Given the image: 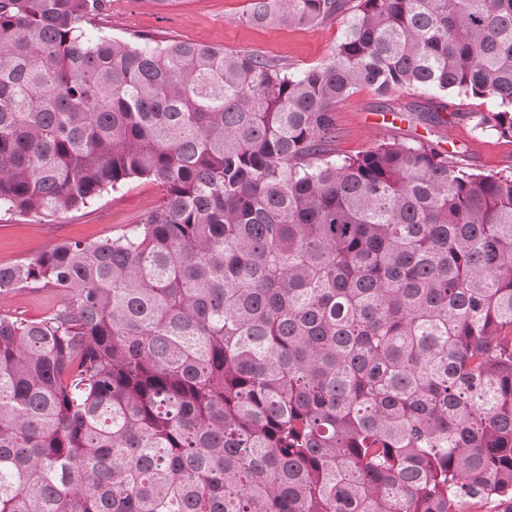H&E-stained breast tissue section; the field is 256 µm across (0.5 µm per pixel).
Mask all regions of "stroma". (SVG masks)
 Returning a JSON list of instances; mask_svg holds the SVG:
<instances>
[{"mask_svg":"<svg viewBox=\"0 0 512 512\" xmlns=\"http://www.w3.org/2000/svg\"><path fill=\"white\" fill-rule=\"evenodd\" d=\"M250 3L251 0H168L167 4L155 6L148 0H105L101 15L88 25L87 31L116 38L145 35L161 43L180 40L257 51L288 62L296 71L331 59L342 33L339 22L257 28L244 20ZM427 99V94L420 92L382 96L369 87L357 89L335 112L337 154L354 155L393 137L409 142L425 139L459 152L473 171H512V140L476 128L466 119L434 124L422 110ZM162 198V189L156 182L135 178L87 207L51 217L0 212V266L17 264L64 241L119 236L157 207ZM63 300L56 289L27 288L0 299V308L36 319Z\"/></svg>","mask_w":512,"mask_h":512,"instance_id":"obj_1","label":"stroma"}]
</instances>
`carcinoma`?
<instances>
[{
  "label": "carcinoma",
  "mask_w": 512,
  "mask_h": 512,
  "mask_svg": "<svg viewBox=\"0 0 512 512\" xmlns=\"http://www.w3.org/2000/svg\"><path fill=\"white\" fill-rule=\"evenodd\" d=\"M102 9L0 0V208L164 191L0 266V296L64 295L0 310V512H512V171L331 151L362 86L512 139V0H252L256 27L342 24L299 72L90 38ZM63 301V295L55 288H27L2 298V310H10L23 317L36 319L45 316Z\"/></svg>",
  "instance_id": "cac0c4a2"
}]
</instances>
